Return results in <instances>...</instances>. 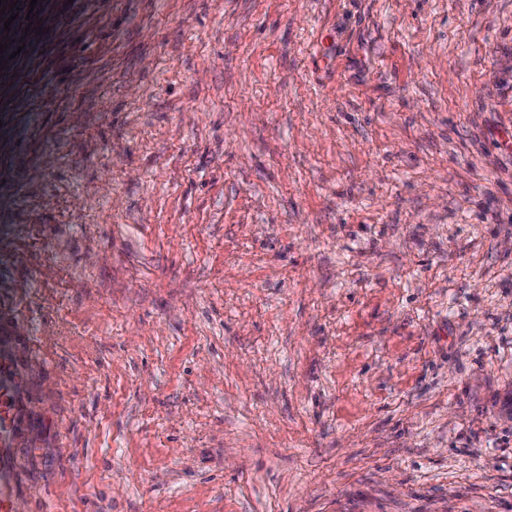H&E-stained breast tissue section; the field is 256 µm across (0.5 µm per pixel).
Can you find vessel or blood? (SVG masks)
I'll use <instances>...</instances> for the list:
<instances>
[{
  "label": "vessel or blood",
  "instance_id": "vessel-or-blood-1",
  "mask_svg": "<svg viewBox=\"0 0 512 512\" xmlns=\"http://www.w3.org/2000/svg\"><path fill=\"white\" fill-rule=\"evenodd\" d=\"M13 363L0 355V512H10L9 503L15 494V476L10 442L16 430L14 408L16 382L12 376Z\"/></svg>",
  "mask_w": 512,
  "mask_h": 512
}]
</instances>
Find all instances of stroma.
Segmentation results:
<instances>
[{
    "instance_id": "1",
    "label": "stroma",
    "mask_w": 512,
    "mask_h": 512,
    "mask_svg": "<svg viewBox=\"0 0 512 512\" xmlns=\"http://www.w3.org/2000/svg\"><path fill=\"white\" fill-rule=\"evenodd\" d=\"M14 512H512V0H0Z\"/></svg>"
}]
</instances>
